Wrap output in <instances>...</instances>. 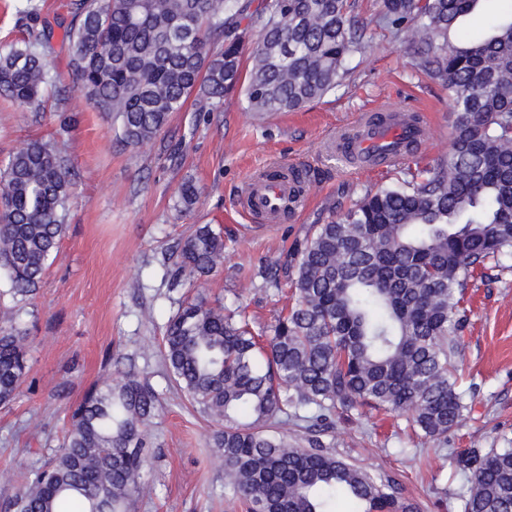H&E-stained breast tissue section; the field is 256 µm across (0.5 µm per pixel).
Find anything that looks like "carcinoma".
I'll return each instance as SVG.
<instances>
[{"mask_svg": "<svg viewBox=\"0 0 512 512\" xmlns=\"http://www.w3.org/2000/svg\"><path fill=\"white\" fill-rule=\"evenodd\" d=\"M484 0H380L377 21L417 46L415 67L448 90L451 146L436 164L404 167L397 183L367 191L316 224L290 265L294 304L265 341L243 314L208 302L206 278L224 264V234L199 225L175 250L174 284L199 297L168 321L161 347L176 384L224 424V475L249 512H418L399 482L328 451L320 435L336 410L369 407L407 418L417 436L448 437L469 396L457 387L469 280L512 261V10L468 37L462 20ZM356 0H78L66 34L87 100L131 145L149 142L191 97L212 111L243 78L247 107L296 112L347 75L362 48ZM50 31L0 50V95L40 106L52 83ZM68 167L40 139L0 167V270L9 293L41 280L64 232ZM199 187L183 182L191 209ZM0 404L27 368L26 336L0 308ZM159 394L130 372L107 375L72 409L61 448L28 469L0 512H125L142 489L148 428ZM311 421L302 446L288 426ZM462 512H512V448L461 459Z\"/></svg>", "mask_w": 512, "mask_h": 512, "instance_id": "obj_1", "label": "carcinoma"}]
</instances>
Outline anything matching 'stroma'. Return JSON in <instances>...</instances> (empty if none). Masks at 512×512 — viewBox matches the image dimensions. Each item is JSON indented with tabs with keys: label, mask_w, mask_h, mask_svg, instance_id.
<instances>
[{
	"label": "stroma",
	"mask_w": 512,
	"mask_h": 512,
	"mask_svg": "<svg viewBox=\"0 0 512 512\" xmlns=\"http://www.w3.org/2000/svg\"><path fill=\"white\" fill-rule=\"evenodd\" d=\"M33 2L39 23L53 32V87L40 112L0 96V162L25 140L46 141L67 162L71 197L66 232L41 281L16 303L29 361L15 399L0 405V500L16 492L20 473L58 448L68 409L120 369L160 397L149 426L150 486L127 512H248L225 484L215 448L221 425L176 387L159 349L169 318L197 294L189 282H173L175 246L199 224L223 231L224 265L210 277L207 296L244 309L255 331H269L286 300L265 272L286 281L292 252L313 225L398 178L394 166L343 162L331 149L337 131L381 106L418 112L435 128L417 156L434 162L450 145L448 93L412 68L414 45L377 26L375 0H359L366 45L335 91L298 112L261 115L238 89L211 112L187 104L154 139L131 146L74 84L63 39L79 22L70 0ZM280 163L306 171L305 205L282 223L262 224L241 211L240 198L259 170ZM187 178L202 189L189 211L178 202ZM466 300L459 385L474 395L447 441L421 440L404 418L366 407L336 414L334 432L323 439L362 469L397 477L421 512H461L445 491L460 488L459 460L469 449L512 448V269L470 282Z\"/></svg>",
	"instance_id": "1"
}]
</instances>
